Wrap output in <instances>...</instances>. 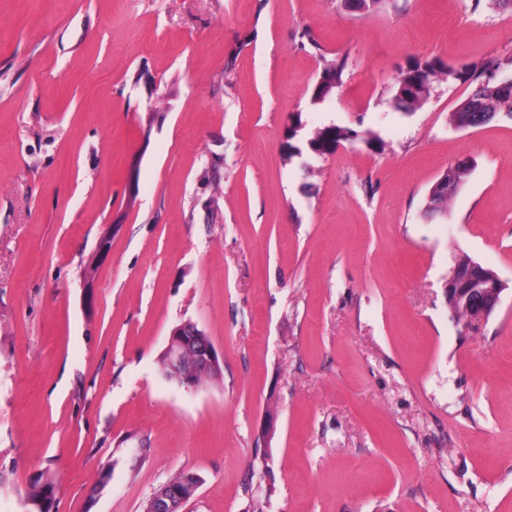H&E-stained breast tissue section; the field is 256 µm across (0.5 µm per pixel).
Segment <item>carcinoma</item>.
I'll return each mask as SVG.
<instances>
[{
  "mask_svg": "<svg viewBox=\"0 0 512 512\" xmlns=\"http://www.w3.org/2000/svg\"><path fill=\"white\" fill-rule=\"evenodd\" d=\"M304 36L321 61V70L313 87L311 100L315 104H326L344 83L348 70V56L341 52L327 55L309 29L305 30ZM499 67L500 63L494 59L454 69L438 57H413L397 75L389 103L396 111L415 110L428 100L430 88L434 83L452 78L463 83H473L475 88L451 113V124L458 123L468 129L486 124L484 117L489 112L496 116L502 112L512 116V90L498 87L493 76V71ZM357 139L372 148H383V142L374 135H362L347 126L330 125L314 133L308 140V149L310 153L323 157L331 152L333 143ZM467 174L466 168L448 167V170L431 186L429 195L436 196L440 186L448 184L451 191L441 200L442 206H447L448 197L463 183ZM56 490L55 478L44 472L30 480L28 488L20 496L25 502L26 512H51Z\"/></svg>",
  "mask_w": 512,
  "mask_h": 512,
  "instance_id": "cac0c4a2",
  "label": "carcinoma"
}]
</instances>
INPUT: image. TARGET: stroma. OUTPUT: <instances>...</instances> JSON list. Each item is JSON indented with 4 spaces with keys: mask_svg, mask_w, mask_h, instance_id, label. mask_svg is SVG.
<instances>
[{
    "mask_svg": "<svg viewBox=\"0 0 512 512\" xmlns=\"http://www.w3.org/2000/svg\"><path fill=\"white\" fill-rule=\"evenodd\" d=\"M306 29L349 57L325 105ZM412 57L511 77L512 9L0 0V512L39 471L52 512H143L183 471V512H512V117L455 128L451 79L392 110ZM332 124L384 147L311 155ZM465 256L507 286L474 326ZM187 321L224 356L193 390L160 362ZM469 172V169L461 168L459 166H449L448 170L445 171L437 180L436 182L431 186L429 190V195L432 196V202H434V199L436 195L438 194V190L440 186L444 183H448V187H451V191L448 192V196L443 197L441 200L442 204V210L446 209V206L448 204V199L453 195L454 191L457 187H459L464 179L466 178L467 174Z\"/></svg>",
    "mask_w": 512,
    "mask_h": 512,
    "instance_id": "35a3bbf8",
    "label": "stroma"
}]
</instances>
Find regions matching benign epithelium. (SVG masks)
<instances>
[{
    "label": "benign epithelium",
    "mask_w": 512,
    "mask_h": 512,
    "mask_svg": "<svg viewBox=\"0 0 512 512\" xmlns=\"http://www.w3.org/2000/svg\"><path fill=\"white\" fill-rule=\"evenodd\" d=\"M479 267L480 264L474 261L467 268L454 267L446 288L448 305L468 322L488 319L500 305L506 290V285L497 274L478 275L476 269ZM191 342L197 343V352L193 373L181 376V385L186 389L196 387L195 378L201 373L209 372L212 378H221L223 367V359L212 342L205 338L203 330L191 322L182 323L171 330L164 350L170 364L181 367L184 348ZM187 500L189 497L184 491L171 489L164 483L149 499L145 512H180Z\"/></svg>",
    "instance_id": "benign-epithelium-1"
}]
</instances>
